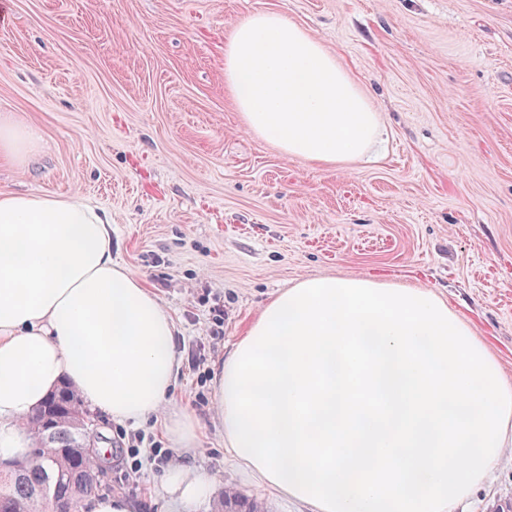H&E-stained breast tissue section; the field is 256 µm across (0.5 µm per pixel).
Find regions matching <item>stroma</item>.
Returning a JSON list of instances; mask_svg holds the SVG:
<instances>
[{"instance_id":"stroma-1","label":"stroma","mask_w":512,"mask_h":512,"mask_svg":"<svg viewBox=\"0 0 512 512\" xmlns=\"http://www.w3.org/2000/svg\"><path fill=\"white\" fill-rule=\"evenodd\" d=\"M267 11L320 40L366 92L385 130L370 159L316 166L245 126L224 44ZM0 120L42 136L24 162L0 159V192L106 209L113 258L180 329L170 402L199 423L193 454L155 418L88 413L117 451L105 483L130 512H173L156 446L213 483L187 512H215L228 487L266 512H306L225 447L212 383L264 304L303 279L431 289L512 376V0H0ZM470 512H512V459Z\"/></svg>"}]
</instances>
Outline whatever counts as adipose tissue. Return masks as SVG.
<instances>
[{"mask_svg": "<svg viewBox=\"0 0 512 512\" xmlns=\"http://www.w3.org/2000/svg\"><path fill=\"white\" fill-rule=\"evenodd\" d=\"M224 79L245 125L286 157L353 164L382 135L335 56L279 13L234 29ZM40 142L0 122V157L25 160ZM176 334L113 260L111 215L75 196L0 193V462L29 454L25 424L63 383L118 422L164 416L177 446L196 448V420L169 403ZM213 388L235 458L312 512H454L512 455V380L427 288L304 279L262 307ZM209 485L179 462L164 476L177 507Z\"/></svg>", "mask_w": 512, "mask_h": 512, "instance_id": "1", "label": "adipose tissue"}]
</instances>
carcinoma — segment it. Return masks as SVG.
Segmentation results:
<instances>
[{
  "mask_svg": "<svg viewBox=\"0 0 512 512\" xmlns=\"http://www.w3.org/2000/svg\"><path fill=\"white\" fill-rule=\"evenodd\" d=\"M76 391L60 385L30 420L33 445L22 466L0 469V512H48L54 500L81 510L99 490L104 470ZM223 512H264L254 500L224 490Z\"/></svg>",
  "mask_w": 512,
  "mask_h": 512,
  "instance_id": "cac0c4a2",
  "label": "carcinoma"
}]
</instances>
